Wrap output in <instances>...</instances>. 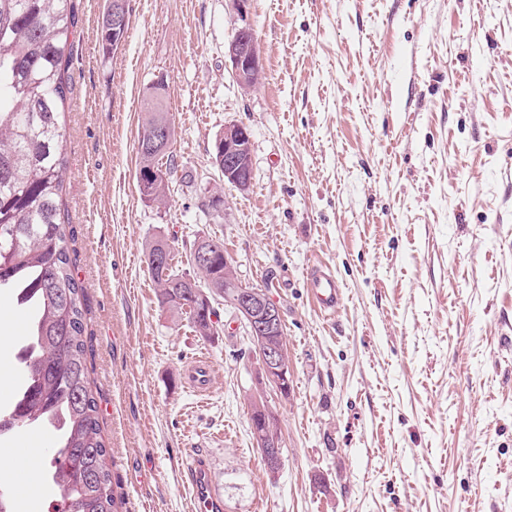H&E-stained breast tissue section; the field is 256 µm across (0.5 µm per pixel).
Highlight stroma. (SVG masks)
Instances as JSON below:
<instances>
[{"label":"stroma","instance_id":"stroma-1","mask_svg":"<svg viewBox=\"0 0 512 512\" xmlns=\"http://www.w3.org/2000/svg\"><path fill=\"white\" fill-rule=\"evenodd\" d=\"M74 3L63 208L118 512H197L190 452L224 512H512V0H250L243 18L233 0H128L107 59L105 0ZM245 21L264 69L248 93L224 56ZM159 79L177 169L158 206L136 172ZM231 122L251 133L245 192L213 162ZM199 236L280 307L288 394L262 384L223 301L208 336L158 302L149 242L189 273ZM320 264L344 292L331 319L307 293ZM26 334L1 290L0 389ZM201 357L203 395L184 382ZM261 402L274 475L251 434ZM117 0H109L107 2H111L108 7V3L101 14V17L98 20V30H99V43L102 55L104 57H110V55H114L116 48L117 50L122 46L123 39L125 34H127L130 25V14L129 12L126 14L120 4H116V10H119L121 13L120 22L117 25L112 26V2ZM121 39L118 44L117 42Z\"/></svg>","mask_w":512,"mask_h":512}]
</instances>
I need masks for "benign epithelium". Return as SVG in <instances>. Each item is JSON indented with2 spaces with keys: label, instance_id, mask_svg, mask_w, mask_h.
Listing matches in <instances>:
<instances>
[{
  "label": "benign epithelium",
  "instance_id": "benign-epithelium-1",
  "mask_svg": "<svg viewBox=\"0 0 512 512\" xmlns=\"http://www.w3.org/2000/svg\"><path fill=\"white\" fill-rule=\"evenodd\" d=\"M225 55L232 66L233 77L239 87L250 91L260 84L264 77L261 54L248 25L239 27L225 48ZM224 140V168L222 177L245 191L253 182L252 153L245 152L243 141L246 132L243 125L232 122L224 126L219 135ZM226 278L236 289L231 306L236 317L243 323L247 335L252 339L260 363L262 382L281 393L288 389L291 372L283 344L272 341L281 333V312L266 293L242 284L232 266L226 267ZM264 433L255 431L253 440L262 449L264 465L271 474H276L282 465L279 453L265 450Z\"/></svg>",
  "mask_w": 512,
  "mask_h": 512
}]
</instances>
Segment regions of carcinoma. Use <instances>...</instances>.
Masks as SVG:
<instances>
[{
    "mask_svg": "<svg viewBox=\"0 0 512 512\" xmlns=\"http://www.w3.org/2000/svg\"><path fill=\"white\" fill-rule=\"evenodd\" d=\"M98 20L102 55L115 53L130 14ZM77 20L72 0H0V288L14 291L28 317V339L18 353L26 382L9 410L0 412V436L21 427H46L56 438L48 478L60 512H117L108 449L86 364L83 288L75 279L62 210L66 165L64 105L70 86L69 35ZM165 87L144 103L137 179L161 204L175 169L173 150L162 156L147 142L158 124L172 125ZM209 264L195 288L178 287L180 271L149 269L158 300L188 317L201 336L213 328L212 301L224 298V243L210 238Z\"/></svg>",
    "mask_w": 512,
    "mask_h": 512,
    "instance_id": "cac0c4a2",
    "label": "carcinoma"
}]
</instances>
